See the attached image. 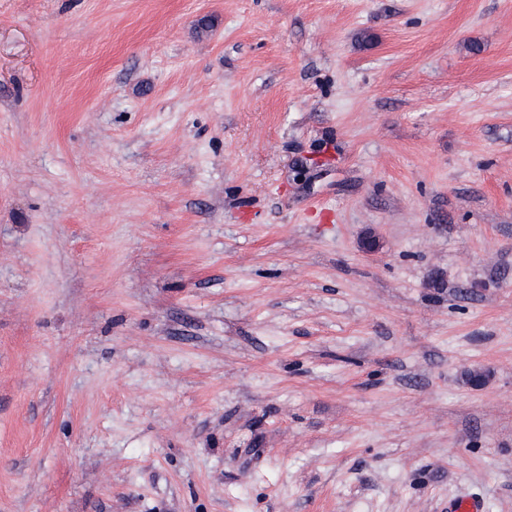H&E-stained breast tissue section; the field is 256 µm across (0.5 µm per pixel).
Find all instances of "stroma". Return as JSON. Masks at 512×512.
<instances>
[{"label": "stroma", "mask_w": 512, "mask_h": 512, "mask_svg": "<svg viewBox=\"0 0 512 512\" xmlns=\"http://www.w3.org/2000/svg\"><path fill=\"white\" fill-rule=\"evenodd\" d=\"M463 491L512 512V0H0V512Z\"/></svg>", "instance_id": "stroma-1"}]
</instances>
